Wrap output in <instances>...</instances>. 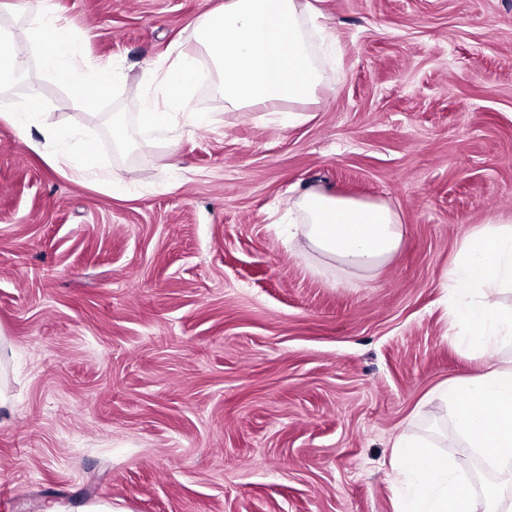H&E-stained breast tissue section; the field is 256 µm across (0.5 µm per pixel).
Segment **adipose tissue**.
Wrapping results in <instances>:
<instances>
[{"instance_id": "ef3b65f1", "label": "adipose tissue", "mask_w": 512, "mask_h": 512, "mask_svg": "<svg viewBox=\"0 0 512 512\" xmlns=\"http://www.w3.org/2000/svg\"><path fill=\"white\" fill-rule=\"evenodd\" d=\"M311 0H224L193 23L200 54L181 52L164 70L147 69L143 80L158 88L163 105H145L140 122L148 128L174 127L188 111L190 92L201 78L200 60L218 76L216 91L225 108L276 106L275 119L289 128L305 120L299 103L315 101L324 77L310 46L319 18ZM43 93L30 85L23 102L0 118L43 151L63 142L59 129L43 124ZM301 219L288 242L303 254L360 272H371L400 250L405 226L386 202L348 198L312 188L288 208ZM455 314L464 324L459 341L476 355L512 342V308L498 294L512 289V218L483 225L462 241L449 269Z\"/></svg>"}]
</instances>
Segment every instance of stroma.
<instances>
[{
	"mask_svg": "<svg viewBox=\"0 0 512 512\" xmlns=\"http://www.w3.org/2000/svg\"><path fill=\"white\" fill-rule=\"evenodd\" d=\"M116 67L136 114L145 68L196 52L223 0H53ZM325 81L308 121L225 109L212 83L159 142L111 155L115 197L0 119V512L46 498L126 512H394L395 434L444 445L472 481L438 384L512 367L455 339L448 268L512 216V0H322ZM39 82L48 125L106 117ZM310 187L386 201L406 236L358 277L288 246Z\"/></svg>",
	"mask_w": 512,
	"mask_h": 512,
	"instance_id": "1",
	"label": "stroma"
}]
</instances>
